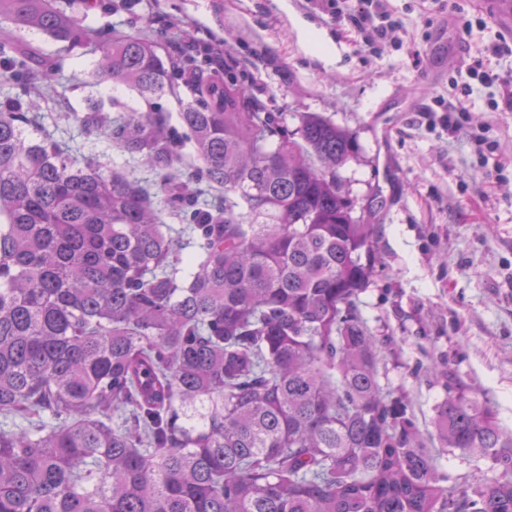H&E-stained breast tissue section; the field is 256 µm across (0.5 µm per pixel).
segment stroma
I'll return each mask as SVG.
<instances>
[{
	"label": "stroma",
	"mask_w": 512,
	"mask_h": 512,
	"mask_svg": "<svg viewBox=\"0 0 512 512\" xmlns=\"http://www.w3.org/2000/svg\"><path fill=\"white\" fill-rule=\"evenodd\" d=\"M386 0L404 28L399 41L370 54L351 28L305 0H100L73 6L87 24L119 34L146 35L179 56L198 29L208 30L236 67L240 83L296 128L303 112H319L355 131L359 154L342 169L360 207L376 213L380 260L359 310L382 346L380 383L401 400L431 448L439 473L465 477L486 461L441 447L432 424L449 387L486 401L512 431V112L490 109L497 91L474 85L466 103L471 130L486 131L476 148L433 122L446 80L411 95L425 68L437 25L452 18L457 40L483 47L497 31L469 0ZM10 43L35 51L38 66L54 67L52 86H38L36 130L48 131L77 158L94 157L142 184L154 172L81 119L89 102L101 113L143 112L146 100L109 81H84L96 54L70 50L29 29H9Z\"/></svg>",
	"instance_id": "35a3bbf8"
}]
</instances>
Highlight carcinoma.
Instances as JSON below:
<instances>
[{
    "mask_svg": "<svg viewBox=\"0 0 512 512\" xmlns=\"http://www.w3.org/2000/svg\"><path fill=\"white\" fill-rule=\"evenodd\" d=\"M99 54L96 81L144 98L174 63L65 0H0V21ZM34 55L0 46V512H512V432L461 390L441 445L491 478L437 472L379 381L357 309L376 260L340 170L355 132L317 112L294 130L229 72L196 79L179 166L160 112L80 121L137 156L155 191L28 135ZM224 188L196 207L193 182ZM190 213L198 251L162 209Z\"/></svg>",
    "mask_w": 512,
    "mask_h": 512,
    "instance_id": "1",
    "label": "carcinoma"
}]
</instances>
